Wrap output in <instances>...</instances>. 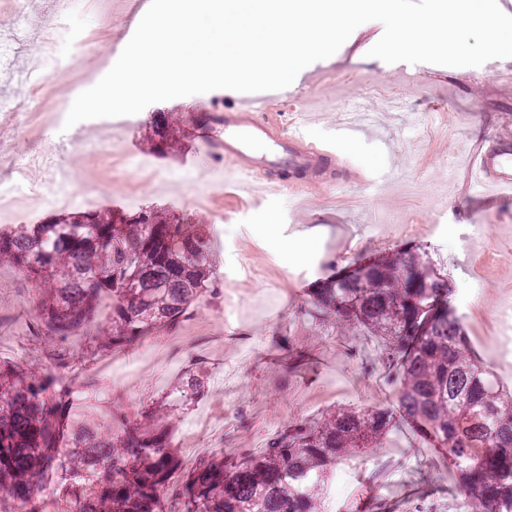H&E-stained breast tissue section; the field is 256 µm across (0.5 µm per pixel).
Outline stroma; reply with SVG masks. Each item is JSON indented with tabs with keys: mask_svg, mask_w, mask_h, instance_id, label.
<instances>
[{
	"mask_svg": "<svg viewBox=\"0 0 512 512\" xmlns=\"http://www.w3.org/2000/svg\"><path fill=\"white\" fill-rule=\"evenodd\" d=\"M11 4L0 7V36L17 40L16 68L40 51L44 16L57 15L62 44L91 41L97 55L115 62L112 23L125 0H76L59 13L58 0H32L31 19L14 30ZM384 27L359 26L331 57L304 68L285 88L287 109L311 114L312 141L327 137L340 112L362 100L375 105L368 131L337 141L356 166L370 170L371 183L335 186L306 209L292 207L288 194L269 205L249 207L224 185V165L206 157L185 132L189 119L218 98V91L155 103L110 127L90 119L65 128L74 93L87 85L60 70L57 105L41 116L43 144L57 151L56 162L71 173L72 210L109 209L124 216L158 211L178 224H208L213 243L208 256L220 281L219 295H203L187 318L143 337L121 356L140 360L146 346L154 356L136 375L117 373L109 388H86L73 400L68 418L107 430L111 414L140 419L144 409L165 402L172 414V445L197 447L199 455L234 448H259L295 420H312L341 407L394 404V375L381 366L378 337L345 332L302 315L308 291L335 270L366 255H388L405 247L427 254L456 290L454 306L484 363L512 387V352L503 353L499 319L512 316V198L481 203L464 189L468 147L477 135L512 128V77H492L484 67L429 63L388 64L369 57ZM175 124L165 155L153 138L156 113ZM109 140L112 162L90 152ZM28 180L43 187L42 198L12 194L0 202V226L40 224L56 214L51 171L31 168ZM320 226L322 238L289 247L295 233ZM39 293L22 272L0 266V359L27 363L36 374L49 369L46 347L30 332ZM203 373L205 395L190 403L174 389L185 371ZM230 415L220 444L194 440L202 410ZM349 492L329 493L326 512H351L353 501L382 503L386 512H459L464 491L456 472L444 464L404 424L388 434L383 447L358 450L336 464Z\"/></svg>",
	"mask_w": 512,
	"mask_h": 512,
	"instance_id": "1",
	"label": "stroma"
}]
</instances>
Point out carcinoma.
<instances>
[{
  "instance_id": "carcinoma-1",
  "label": "carcinoma",
  "mask_w": 512,
  "mask_h": 512,
  "mask_svg": "<svg viewBox=\"0 0 512 512\" xmlns=\"http://www.w3.org/2000/svg\"><path fill=\"white\" fill-rule=\"evenodd\" d=\"M210 225L174 224L157 212L128 219L96 211L0 231V264L16 266L40 293L32 335L50 370L0 361V512H323L327 466L379 448L390 428L415 434L454 467L469 512H512V393L475 359L455 314L456 289L412 250L377 258L313 289L309 315L382 340L379 362L396 372V405L342 408L288 424L263 448L179 467L162 407L123 434L68 421L74 341L92 336L95 356L126 349L174 325L212 281ZM203 395L204 377L181 382Z\"/></svg>"
}]
</instances>
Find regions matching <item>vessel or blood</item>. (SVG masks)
<instances>
[{
  "mask_svg": "<svg viewBox=\"0 0 512 512\" xmlns=\"http://www.w3.org/2000/svg\"><path fill=\"white\" fill-rule=\"evenodd\" d=\"M282 105L281 99L265 95L215 106L208 127L200 132L205 151L219 155L230 181L261 187V194L251 199L253 205H261L267 192L285 189L304 196L325 191L332 165L345 173L348 182H365V173L338 155L332 144L318 146L306 139L302 128H284L278 118ZM470 155L467 189L512 192V131L476 140ZM284 168L298 171L300 180L286 185L275 179V171Z\"/></svg>",
  "mask_w": 512,
  "mask_h": 512,
  "instance_id": "b4317fda",
  "label": "vessel or blood"
}]
</instances>
